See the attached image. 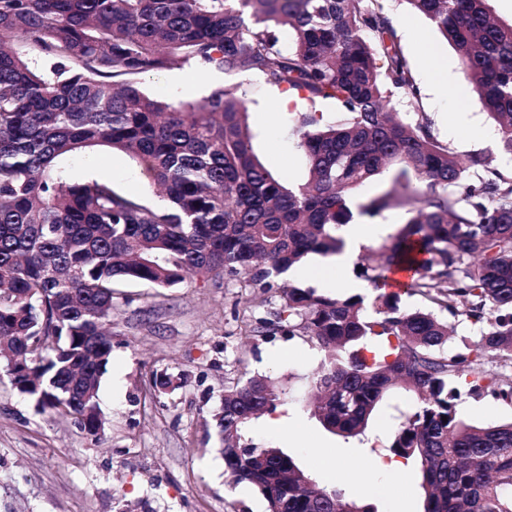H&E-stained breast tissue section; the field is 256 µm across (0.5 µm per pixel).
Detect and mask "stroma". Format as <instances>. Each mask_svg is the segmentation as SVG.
Segmentation results:
<instances>
[{"mask_svg":"<svg viewBox=\"0 0 512 512\" xmlns=\"http://www.w3.org/2000/svg\"><path fill=\"white\" fill-rule=\"evenodd\" d=\"M389 7L421 90L420 102L398 98L396 108L410 120L425 111L443 144L462 155H492L498 169L511 173L512 156L499 152L498 132L466 84L446 98L428 83L431 70L460 73L453 48L429 20L408 14L403 0H391ZM139 82L149 95L189 103L214 89L242 85L260 159L290 184L305 180V165L288 135V112L278 104V90L258 75L192 65L147 74ZM462 104L469 110L464 125L456 117ZM69 166L76 179H105L147 205L162 203L140 163L124 153H83ZM255 294L221 276L191 275L171 288L139 281L114 288L112 358L98 392L106 424L97 442L71 418L41 410L19 394L0 363V512H266L257 490L228 487L210 423L225 384L257 374L279 381L288 402L251 423L254 442L282 447L318 484L343 482L350 498L374 503L378 512H390L396 502L420 512L423 499L412 468H402L393 483L367 474L374 449L391 434L395 409L383 407L366 435L345 439L326 432L304 402L321 351L266 331L281 292L272 289L264 305ZM160 373L171 376V387H152Z\"/></svg>","mask_w":512,"mask_h":512,"instance_id":"obj_1","label":"stroma"}]
</instances>
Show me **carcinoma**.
I'll use <instances>...</instances> for the list:
<instances>
[{"instance_id":"1","label":"carcinoma","mask_w":512,"mask_h":512,"mask_svg":"<svg viewBox=\"0 0 512 512\" xmlns=\"http://www.w3.org/2000/svg\"><path fill=\"white\" fill-rule=\"evenodd\" d=\"M404 2L453 46L512 156V23L489 0ZM193 64L255 72L298 99L305 183L285 185L256 155L240 86L186 105L137 81ZM393 96L417 103L421 91L387 0H0V361L22 360L14 389L99 440L118 282L215 274L266 293L308 255L340 252L351 193L394 166L359 204L409 214L359 262L375 315L360 294L290 288L269 325L323 351L306 399L331 434H364L396 390L417 397L378 455L414 464L422 512H512V420L471 424L456 410L463 395L512 404V176L482 153L461 158ZM100 147L142 162L167 205L73 179L62 161ZM395 272L448 318L402 309L383 289ZM461 323L481 334L453 351ZM40 336L56 344L39 350ZM489 355L500 370L484 368ZM286 396L264 375L224 387L213 421L230 485L253 487L267 512H378L247 437Z\"/></svg>"}]
</instances>
